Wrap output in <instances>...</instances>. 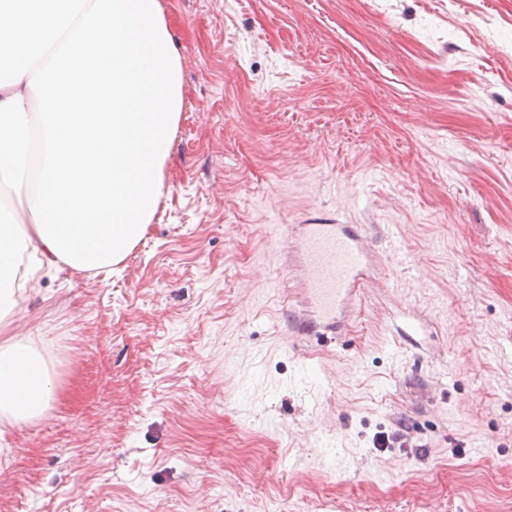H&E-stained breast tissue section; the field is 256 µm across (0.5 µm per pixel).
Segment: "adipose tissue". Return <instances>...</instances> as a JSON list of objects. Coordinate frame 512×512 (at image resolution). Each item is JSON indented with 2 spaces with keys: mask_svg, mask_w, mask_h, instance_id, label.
I'll use <instances>...</instances> for the list:
<instances>
[{
  "mask_svg": "<svg viewBox=\"0 0 512 512\" xmlns=\"http://www.w3.org/2000/svg\"><path fill=\"white\" fill-rule=\"evenodd\" d=\"M0 0V323L26 284L121 262L157 210L183 97L160 0ZM52 49L35 64L16 46ZM42 339L0 342V421L40 419L55 383Z\"/></svg>",
  "mask_w": 512,
  "mask_h": 512,
  "instance_id": "ef3b65f1",
  "label": "adipose tissue"
}]
</instances>
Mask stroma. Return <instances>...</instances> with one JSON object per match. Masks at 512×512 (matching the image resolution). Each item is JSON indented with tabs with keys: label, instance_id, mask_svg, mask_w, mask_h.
Here are the masks:
<instances>
[{
	"label": "stroma",
	"instance_id": "35a3bbf8",
	"mask_svg": "<svg viewBox=\"0 0 512 512\" xmlns=\"http://www.w3.org/2000/svg\"><path fill=\"white\" fill-rule=\"evenodd\" d=\"M162 5L164 194L119 264L44 270L0 327L56 371L0 438V512H512V0ZM314 222L381 251L315 352L287 248Z\"/></svg>",
	"mask_w": 512,
	"mask_h": 512
}]
</instances>
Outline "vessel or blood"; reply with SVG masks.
<instances>
[{"label": "vessel or blood", "instance_id": "1", "mask_svg": "<svg viewBox=\"0 0 512 512\" xmlns=\"http://www.w3.org/2000/svg\"><path fill=\"white\" fill-rule=\"evenodd\" d=\"M304 259V302L311 315L293 332L327 341L354 308L365 286L372 240L359 224H302L294 240Z\"/></svg>", "mask_w": 512, "mask_h": 512}]
</instances>
